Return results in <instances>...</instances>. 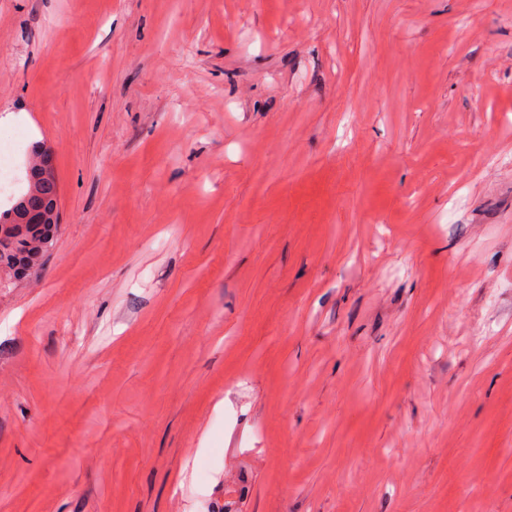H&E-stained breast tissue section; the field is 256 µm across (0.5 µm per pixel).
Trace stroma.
<instances>
[{"mask_svg": "<svg viewBox=\"0 0 512 512\" xmlns=\"http://www.w3.org/2000/svg\"><path fill=\"white\" fill-rule=\"evenodd\" d=\"M0 512H512V0H0ZM39 176L32 169L28 173L27 188L17 199L28 202L32 211H38L26 223H7L16 200L6 209L0 210V285L8 286L12 280L20 279L39 263L46 243L54 235L59 224L58 207L54 208L53 223L41 221V210L52 211L59 195L55 172L54 149L50 145L40 146ZM4 220V223H2Z\"/></svg>", "mask_w": 512, "mask_h": 512, "instance_id": "obj_1", "label": "stroma"}]
</instances>
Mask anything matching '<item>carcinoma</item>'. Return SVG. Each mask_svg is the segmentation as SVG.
<instances>
[{
    "label": "carcinoma",
    "instance_id": "cac0c4a2",
    "mask_svg": "<svg viewBox=\"0 0 512 512\" xmlns=\"http://www.w3.org/2000/svg\"><path fill=\"white\" fill-rule=\"evenodd\" d=\"M59 195L54 182L43 181L36 171L27 177V188L19 198L28 202L35 215L26 223H6L11 208L0 210V285L20 279L39 263L45 246L57 225L42 220L43 213L53 210Z\"/></svg>",
    "mask_w": 512,
    "mask_h": 512
}]
</instances>
